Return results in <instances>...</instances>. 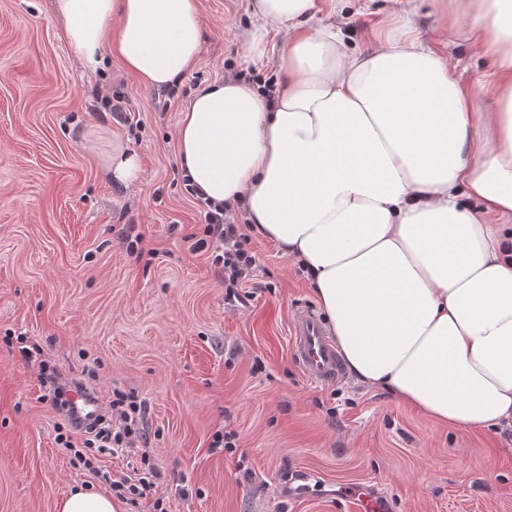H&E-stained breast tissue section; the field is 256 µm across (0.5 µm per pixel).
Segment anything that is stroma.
I'll return each instance as SVG.
<instances>
[{"label":"stroma","mask_w":512,"mask_h":512,"mask_svg":"<svg viewBox=\"0 0 512 512\" xmlns=\"http://www.w3.org/2000/svg\"><path fill=\"white\" fill-rule=\"evenodd\" d=\"M359 7L345 29L363 49L392 4ZM247 8L200 0L196 67L150 89L115 58L84 70L54 0H0V512H57L74 485L108 492L102 473L132 474L144 452L160 477L123 512L157 498L167 512H343L331 491L357 483L391 492L395 512H512L511 423L463 432L352 375L311 384L290 355L297 309L317 304L301 269L247 235L256 267L230 296L209 253L191 251L206 222L181 181L177 125L203 86L271 76L243 61ZM447 55L470 85L494 66L465 45ZM113 96L121 111L104 109ZM132 153L140 172L119 179L112 163ZM21 336L63 372L95 369L102 391L144 400L146 449L100 457L96 473L73 464ZM221 428L234 449L212 448ZM299 470L327 494L289 498Z\"/></svg>","instance_id":"35a3bbf8"}]
</instances>
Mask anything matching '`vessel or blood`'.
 <instances>
[{"mask_svg": "<svg viewBox=\"0 0 512 512\" xmlns=\"http://www.w3.org/2000/svg\"><path fill=\"white\" fill-rule=\"evenodd\" d=\"M291 357L306 378L315 384H339L346 376L336 344L324 322L313 310H298L293 318ZM69 403L76 415L93 417L100 413V402L85 391L70 393ZM336 495L346 503V512H393L388 491L367 484L341 486Z\"/></svg>", "mask_w": 512, "mask_h": 512, "instance_id": "b4317fda", "label": "vessel or blood"}]
</instances>
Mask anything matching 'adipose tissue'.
<instances>
[{"label":"adipose tissue","mask_w":512,"mask_h":512,"mask_svg":"<svg viewBox=\"0 0 512 512\" xmlns=\"http://www.w3.org/2000/svg\"><path fill=\"white\" fill-rule=\"evenodd\" d=\"M347 0H249L248 63L182 112L192 183L304 272L351 373L459 430L512 422V0H435L495 65L476 86L398 12L374 47L313 25ZM90 70L163 88L197 64L199 0H56ZM276 44L275 58L267 47Z\"/></svg>","instance_id":"obj_1"}]
</instances>
